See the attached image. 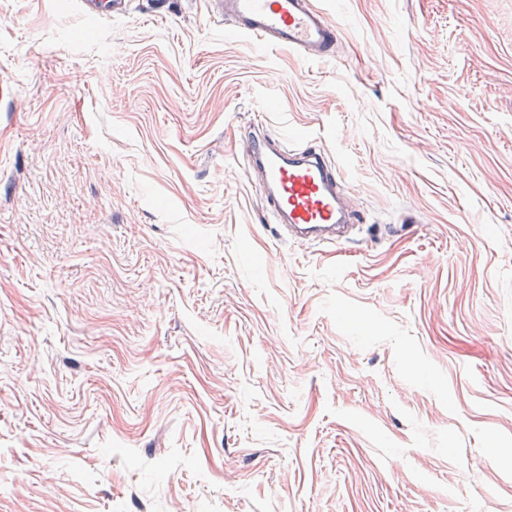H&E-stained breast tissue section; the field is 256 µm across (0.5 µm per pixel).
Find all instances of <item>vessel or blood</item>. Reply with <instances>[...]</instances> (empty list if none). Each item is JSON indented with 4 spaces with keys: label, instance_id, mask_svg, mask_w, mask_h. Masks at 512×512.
<instances>
[{
    "label": "vessel or blood",
    "instance_id": "vessel-or-blood-1",
    "mask_svg": "<svg viewBox=\"0 0 512 512\" xmlns=\"http://www.w3.org/2000/svg\"><path fill=\"white\" fill-rule=\"evenodd\" d=\"M131 0H81L88 18L122 16ZM218 17L225 28L262 43L287 48L309 58L333 55L335 27L311 0H222ZM245 169L257 181L268 221L286 228V238H312L344 244L361 219L340 192L337 165L311 140L294 141L266 126L248 132Z\"/></svg>",
    "mask_w": 512,
    "mask_h": 512
}]
</instances>
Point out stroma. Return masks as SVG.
Returning <instances> with one entry per match:
<instances>
[{
  "instance_id": "1",
  "label": "stroma",
  "mask_w": 512,
  "mask_h": 512,
  "mask_svg": "<svg viewBox=\"0 0 512 512\" xmlns=\"http://www.w3.org/2000/svg\"><path fill=\"white\" fill-rule=\"evenodd\" d=\"M0 0V512H512V0ZM355 242L257 206L254 121ZM132 0H81V8L88 18L124 16ZM224 27L305 57L334 55L337 32L310 0H219ZM245 169L257 181L268 221L287 229L285 240L312 238L345 244L361 219L340 192L338 166L312 140L295 141L264 125L248 132Z\"/></svg>"
}]
</instances>
